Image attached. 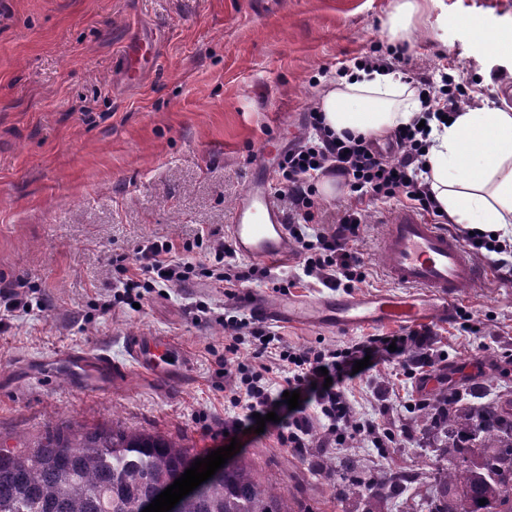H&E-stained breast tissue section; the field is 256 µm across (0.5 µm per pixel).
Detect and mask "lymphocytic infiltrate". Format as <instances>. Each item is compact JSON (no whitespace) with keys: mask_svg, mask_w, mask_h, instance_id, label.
Segmentation results:
<instances>
[{"mask_svg":"<svg viewBox=\"0 0 512 512\" xmlns=\"http://www.w3.org/2000/svg\"><path fill=\"white\" fill-rule=\"evenodd\" d=\"M415 87L423 96L422 117L426 120L454 117L471 102L467 86L445 73L436 81L419 78ZM307 126L309 135L281 152L273 174L274 194L288 206V234L299 247L303 275L328 288H350L366 277L356 246L371 203L402 202L434 224L444 218L421 177L427 130L413 123L393 129L387 137L391 150L384 154L373 139L333 132L325 125L320 108H310ZM328 175L343 179L348 201L338 208L334 227L325 230L320 226L315 195L318 180ZM112 268V292L100 303L104 312L193 279L236 288L271 278L269 267L241 268L233 246L205 230L190 241H145L137 249L135 265L116 255ZM46 307L44 295L35 289L21 292L15 284L0 285V329L26 310L41 312ZM193 314L195 322H215L224 328V430L229 435L252 427L255 414L273 412L279 417L278 441L287 448H307L316 428L323 445L331 448L344 447L358 436L371 438L378 448L409 439L405 427H386L357 416L349 399V387L356 379L352 368L366 355L388 351L406 374H413L430 362L429 328L394 338L371 336L344 348L296 346L262 318L237 306L219 313L202 300L194 304ZM244 343L250 356L240 361L236 355ZM295 390L300 400L292 410L284 403L283 394Z\"/></svg>","mask_w":512,"mask_h":512,"instance_id":"1","label":"lymphocytic infiltrate"}]
</instances>
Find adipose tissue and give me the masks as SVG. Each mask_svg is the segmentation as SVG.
Masks as SVG:
<instances>
[{"label":"adipose tissue","instance_id":"ef3b65f1","mask_svg":"<svg viewBox=\"0 0 512 512\" xmlns=\"http://www.w3.org/2000/svg\"><path fill=\"white\" fill-rule=\"evenodd\" d=\"M319 107L335 132L376 135L408 123L417 92L393 71L354 70L325 90ZM424 176L449 223L512 239V106L431 122Z\"/></svg>","mask_w":512,"mask_h":512}]
</instances>
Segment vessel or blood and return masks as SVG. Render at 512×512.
<instances>
[{"label": "vessel or blood", "instance_id": "obj_1", "mask_svg": "<svg viewBox=\"0 0 512 512\" xmlns=\"http://www.w3.org/2000/svg\"><path fill=\"white\" fill-rule=\"evenodd\" d=\"M151 47V41L143 40L125 54L122 68L128 82L137 80ZM226 233L238 253L250 260L268 261L292 251L288 218L264 178L249 182ZM378 260L394 291L369 298L328 296L318 300L257 295L246 306L271 321L326 325L342 331L410 325L448 319L460 294L485 278L483 268L462 242L442 225L407 207L395 209L386 219ZM126 351L135 368L150 376L174 378L189 368L187 358L168 336L129 337ZM64 363L73 380L88 375L109 379L117 371L111 356L103 351L73 350L65 355Z\"/></svg>", "mask_w": 512, "mask_h": 512}]
</instances>
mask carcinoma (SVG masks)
<instances>
[{"label":"carcinoma","mask_w":512,"mask_h":512,"mask_svg":"<svg viewBox=\"0 0 512 512\" xmlns=\"http://www.w3.org/2000/svg\"><path fill=\"white\" fill-rule=\"evenodd\" d=\"M448 466L437 468L430 512H512V410L451 403L424 415ZM198 454L158 433L119 422L66 421L34 445L0 447V512H142ZM414 476L388 472L370 508L400 496ZM485 504H479V500ZM177 512H302L241 459L218 470Z\"/></svg>","instance_id":"1"}]
</instances>
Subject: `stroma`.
<instances>
[{
    "label": "stroma",
    "mask_w": 512,
    "mask_h": 512,
    "mask_svg": "<svg viewBox=\"0 0 512 512\" xmlns=\"http://www.w3.org/2000/svg\"><path fill=\"white\" fill-rule=\"evenodd\" d=\"M395 0H0V278L44 291L46 311L0 333V441L28 444L49 426H126L157 432L201 455L226 446L221 326L198 323L191 302L221 308L223 289L201 279L152 293L141 310L101 312L112 290V255L135 263L147 238L193 239L223 232L250 171L269 140L306 133L305 116L325 67L389 44L383 22ZM407 37L410 71L448 73L469 87L471 105H512V56H495L467 26L478 17L491 34L512 32V0H425ZM152 40L138 83L126 84L128 45ZM392 204L368 210L357 245L366 278L351 293L392 290L378 242ZM502 253L478 252L486 278L457 299L448 320L431 321L435 383L422 392L392 363L354 384L356 412L406 425L411 442L376 448L363 439L343 448L312 437L305 453L281 447L277 430L239 436L240 453L278 491L308 512H364V495L340 498L344 463L415 482L377 512H428L439 451L423 422L422 395L444 387L471 405L512 400V241ZM471 313L463 325L461 312ZM294 345L349 346L373 335L277 323ZM177 337L191 364L172 379L126 366L111 384L72 386L60 360L69 351H108L124 363L134 334ZM445 375L449 384L438 383ZM327 467H319V459Z\"/></svg>",
    "instance_id": "obj_1"
}]
</instances>
